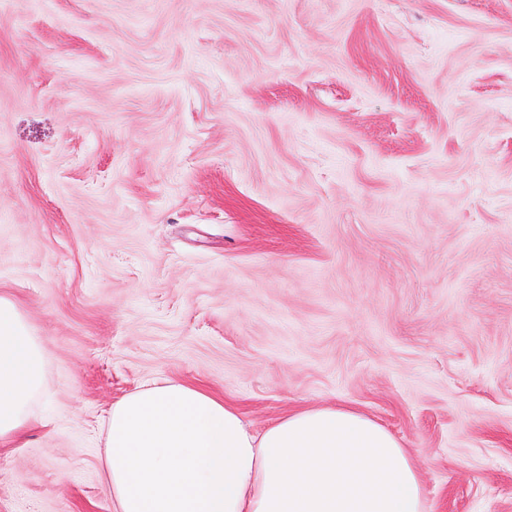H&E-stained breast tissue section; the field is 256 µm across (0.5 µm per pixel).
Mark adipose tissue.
<instances>
[{
	"instance_id": "adipose-tissue-1",
	"label": "adipose tissue",
	"mask_w": 512,
	"mask_h": 512,
	"mask_svg": "<svg viewBox=\"0 0 512 512\" xmlns=\"http://www.w3.org/2000/svg\"><path fill=\"white\" fill-rule=\"evenodd\" d=\"M47 367L40 336L0 296V442L35 421ZM105 432L115 512H425L410 453L347 408L292 411L255 434L222 399L168 380L114 401Z\"/></svg>"
}]
</instances>
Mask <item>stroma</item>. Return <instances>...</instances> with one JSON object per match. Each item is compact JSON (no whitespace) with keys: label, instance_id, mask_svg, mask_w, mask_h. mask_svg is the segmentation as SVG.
I'll use <instances>...</instances> for the list:
<instances>
[{"label":"stroma","instance_id":"35a3bbf8","mask_svg":"<svg viewBox=\"0 0 512 512\" xmlns=\"http://www.w3.org/2000/svg\"><path fill=\"white\" fill-rule=\"evenodd\" d=\"M0 295L49 358L0 512H113L112 402L165 380L512 512V0H0Z\"/></svg>","mask_w":512,"mask_h":512}]
</instances>
